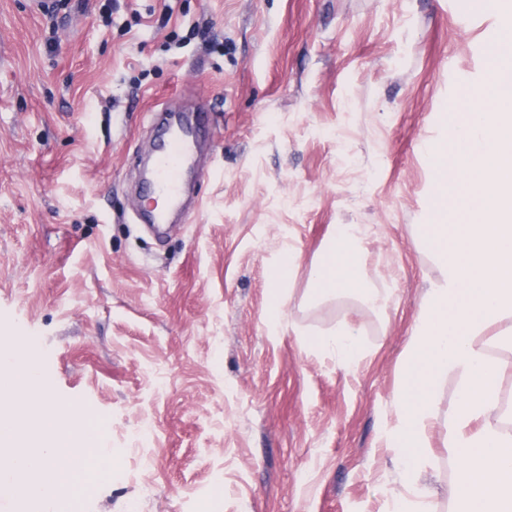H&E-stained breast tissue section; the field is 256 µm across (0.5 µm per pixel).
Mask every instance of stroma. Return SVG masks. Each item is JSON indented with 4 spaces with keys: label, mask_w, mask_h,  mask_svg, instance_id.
<instances>
[{
    "label": "stroma",
    "mask_w": 512,
    "mask_h": 512,
    "mask_svg": "<svg viewBox=\"0 0 512 512\" xmlns=\"http://www.w3.org/2000/svg\"><path fill=\"white\" fill-rule=\"evenodd\" d=\"M105 3L0 0V339L37 343L54 396L106 424L115 465L85 512H389L402 485L379 435L437 275L415 236L425 146L449 100L488 87L493 0H120L109 26ZM164 107L207 133L192 204L159 238L138 159ZM338 224L365 227L386 314L303 304ZM344 324L366 349L354 371L300 342ZM145 426L146 466L127 445ZM446 434L438 420L419 477L437 512ZM298 256L292 252H285L280 262L269 272V280L273 284L268 297L267 312L271 318H279L285 312V306L291 301V295L288 290V300L284 295L283 289L287 284L288 288H293L294 271L297 265Z\"/></svg>",
    "instance_id": "35a3bbf8"
}]
</instances>
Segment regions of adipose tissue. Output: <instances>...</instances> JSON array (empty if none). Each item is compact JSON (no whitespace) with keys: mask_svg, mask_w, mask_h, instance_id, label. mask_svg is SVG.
<instances>
[{"mask_svg":"<svg viewBox=\"0 0 512 512\" xmlns=\"http://www.w3.org/2000/svg\"><path fill=\"white\" fill-rule=\"evenodd\" d=\"M512 27L495 44L489 67L499 73L487 91L465 93L463 110L445 113L447 142L428 154L436 188L421 249L438 275L424 293L405 347L394 393V424L381 432L396 451L403 493L392 512H435L431 494L417 484L429 461L431 430L439 417L437 391L456 381L448 413V454L456 490L450 512H512V404L502 396L512 370ZM365 229L336 225L313 263L305 300L317 305L354 298L386 311L391 289L366 274ZM347 369L364 358L359 332L345 325L309 337Z\"/></svg>","mask_w":512,"mask_h":512,"instance_id":"ef3b65f1","label":"adipose tissue"}]
</instances>
